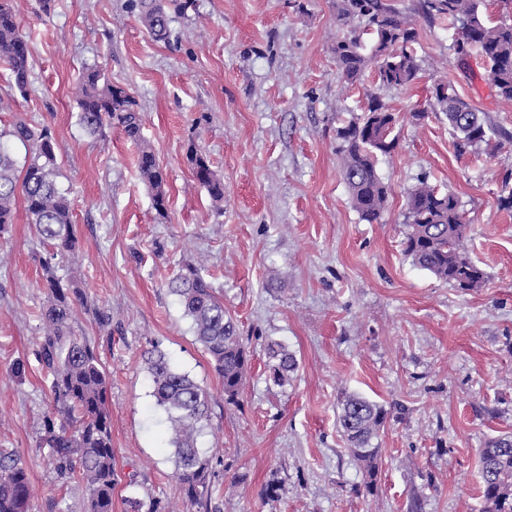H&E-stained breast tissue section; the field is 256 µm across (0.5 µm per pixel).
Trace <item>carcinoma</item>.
I'll return each mask as SVG.
<instances>
[{
	"instance_id": "obj_1",
	"label": "carcinoma",
	"mask_w": 512,
	"mask_h": 512,
	"mask_svg": "<svg viewBox=\"0 0 512 512\" xmlns=\"http://www.w3.org/2000/svg\"><path fill=\"white\" fill-rule=\"evenodd\" d=\"M482 0H419L418 16L446 20L456 30L452 50L460 62L473 54L484 58L486 79L498 97L512 102V24L492 23L481 10ZM191 0H127L156 41L169 36L170 11L183 12ZM364 23L357 27L354 22ZM336 22L347 28L332 46L343 77L353 84L369 67H375L379 89L402 88L414 81L419 64L415 20L390 0H336ZM30 43L22 29L13 0H0V59L9 67L14 87L22 94L29 85ZM79 122L91 135L105 124L116 123L132 141L141 139L143 115L135 98L106 79L97 66L86 68L80 79ZM433 110L445 114L448 126L459 136L462 149L490 145L502 136L485 113L464 100L441 79L432 87ZM399 116L381 97L373 94L368 108L336 129L340 174L352 204L362 220L379 221L387 208L390 187L377 173L379 157L392 153V133ZM9 136L27 149L23 167H17ZM196 181L212 200L224 199V182L207 161L190 156ZM138 169L150 188L159 216L167 212L163 170L146 146L138 154ZM57 156L51 133L19 117L8 132H0V232L14 223L18 197L26 203L37 237L56 251L76 249L70 202L56 181ZM405 223L408 232L404 253L412 263L458 288L474 290L487 281L484 269L471 259L465 241L468 224L458 198L442 192L422 178L407 192ZM51 300L42 312L45 331L39 358L51 376L52 414L46 416L40 447L48 448L57 469L82 471L88 493V512H112V491L117 482L112 449V420L106 409L108 378L93 347L70 327L69 292L45 267ZM184 314L192 322L195 340L209 354L215 371L224 380V396L237 403L249 354L236 323L214 293L201 270L188 267L169 283ZM266 367L273 383L287 384L298 369V360L282 342L265 343ZM148 372L155 405L171 426L174 474L189 498L209 479L210 459L198 447V437L208 420L210 394L188 374L178 370L162 352H147ZM388 410L357 394L341 400L337 424L350 456L363 468L367 493L377 491L379 449L372 440L384 428ZM480 476L485 512H512V435L490 440L480 454ZM28 477L21 458L0 451V512H28Z\"/></svg>"
}]
</instances>
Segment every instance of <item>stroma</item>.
Returning <instances> with one entry per match:
<instances>
[{"label": "stroma", "instance_id": "stroma-1", "mask_svg": "<svg viewBox=\"0 0 512 512\" xmlns=\"http://www.w3.org/2000/svg\"><path fill=\"white\" fill-rule=\"evenodd\" d=\"M125 3L52 0L46 12L40 0H20L28 95L0 62V130L20 116L50 129L78 241L74 253L52 255L21 202L0 234V448L22 458L29 512H87L79 473L59 474L39 445L52 404L37 345L50 271L81 295L72 328L108 375L112 512H133L132 496L162 512H410L415 501L420 512H482L480 451L512 433V208L500 201L512 182V105L485 81L480 57L456 64L453 28L418 21L416 80L382 92L374 69L351 85L339 74L336 0H194L172 16L165 42ZM92 65L141 106L166 216L121 128L91 137L79 123V79ZM440 78L506 131L501 148H459L430 109ZM374 92L400 120L395 151L377 164L388 208L370 224L340 175L336 129ZM193 153L223 179V201L195 180ZM423 176L458 198L483 287H454L405 256L406 192ZM189 266L201 267L250 352L238 403L225 400L169 291ZM270 338L299 363L283 386L266 372ZM154 345L210 394L199 445L211 475L193 502L157 423L145 363ZM344 392L389 412L374 441L372 496L337 427Z\"/></svg>", "mask_w": 512, "mask_h": 512}]
</instances>
